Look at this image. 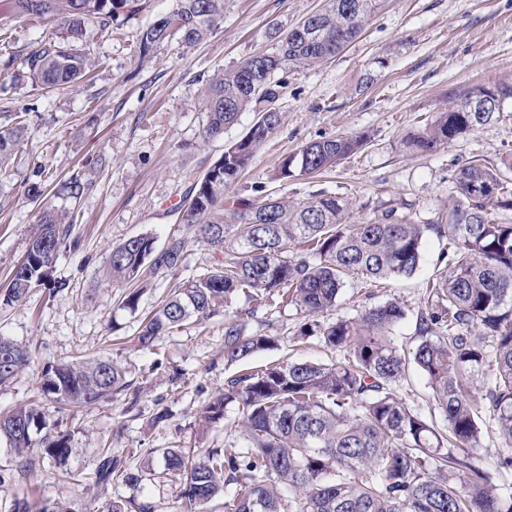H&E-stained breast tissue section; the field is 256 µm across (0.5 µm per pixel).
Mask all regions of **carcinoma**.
<instances>
[{
  "label": "carcinoma",
  "instance_id": "carcinoma-1",
  "mask_svg": "<svg viewBox=\"0 0 512 512\" xmlns=\"http://www.w3.org/2000/svg\"><path fill=\"white\" fill-rule=\"evenodd\" d=\"M172 11L140 36L145 55L170 36L187 46L198 43L224 12V0H174ZM10 10L33 18L64 21L66 43L42 42L26 58L37 86L74 83L96 66L87 50L75 47L85 23L106 24L131 8V0H9ZM377 0H324L322 8L294 27L274 31L271 48L253 54L207 80L203 95V138L216 139L241 112L256 113L241 140L224 148L198 181L183 212V223L212 249L224 253L222 267L175 289L140 326L137 341L151 349L169 330L215 315L236 292L277 294L307 315L336 307L351 275L375 288L410 277L423 257L431 233L448 239L444 267L430 285L418 319L421 343L414 363L427 380L436 407L447 421L438 429L400 396L406 358L395 342L405 317L394 301L368 308L360 316L324 326L305 323L301 336L319 333L320 342L342 354L335 363L281 362L255 373L227 379L224 392L201 413V422L218 424L235 402L241 435L227 438L201 459L182 448L163 451L165 469L182 476L183 497L195 509L233 487L225 512H512L500 497V484L512 479V224L493 218L512 210V159L490 168L473 160L455 174L448 195V223L417 224L384 209L363 224L351 221L353 202L342 196L312 195L294 202L269 197L258 203L224 206V191L248 168L280 123L278 102L286 81L278 71L313 67L341 52L358 37ZM490 86L459 96L422 128L402 138L403 151L437 152L475 127L503 113L489 112ZM25 127H0V160L9 156ZM366 144L361 137L313 141L279 165L275 179L286 182L316 174ZM68 229L54 210L44 211L28 238L25 264L14 268L3 305L23 301L50 280L43 253L59 251ZM149 235L130 237L112 250L105 279L133 284L150 268L177 272L186 241L173 238L160 252ZM275 339L249 334L237 318L224 320V361L232 364L270 348ZM10 369L0 385L31 362L29 348L11 343ZM490 371L482 400L496 426L500 447L494 470L474 464L470 449L482 440L481 416L471 399L474 375ZM128 387L126 370L110 358L60 363L42 373L41 391L56 404L78 407L109 401ZM45 413L19 407L0 417V437L24 464L33 453L58 463L70 450L65 432H44ZM43 433L39 442L32 436ZM99 486L114 476L138 482L156 474L119 468L112 450L102 451Z\"/></svg>",
  "mask_w": 512,
  "mask_h": 512
}]
</instances>
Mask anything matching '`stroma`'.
I'll return each mask as SVG.
<instances>
[{
    "label": "stroma",
    "mask_w": 512,
    "mask_h": 512,
    "mask_svg": "<svg viewBox=\"0 0 512 512\" xmlns=\"http://www.w3.org/2000/svg\"><path fill=\"white\" fill-rule=\"evenodd\" d=\"M323 0H224V14L199 43L179 36L140 55V35L172 0H141L139 11L122 13L107 28L86 23L83 48L99 63L71 87L42 90L27 77L26 57L40 42H63L59 23L13 14L0 20V124H23L25 134L0 165V287L23 258L31 228L45 208L66 213L70 231L52 267L63 289L34 288L24 302L0 306V337L27 345L33 362L0 386V413L26 405L42 408L46 421L71 436L64 465L44 459L19 474V459L0 439V512L15 501L32 508L57 500L71 512H103L107 501L148 504L151 512H187L180 476L164 473L165 448L197 454L220 448L238 423L236 405L223 422L203 429V406L237 372L281 361L335 360L317 337L299 339L306 317L270 295L253 300L234 294L225 314L246 313L249 332L275 337V347L239 363L224 362V316L218 314L161 336L153 349L135 341L143 318L182 281L222 260L192 240L182 221L190 186L254 122L241 113L222 137L204 140L201 95L208 79L268 49L270 25L288 28L316 11ZM279 126L250 166L224 193L225 204L282 197L302 201L323 191L350 198L352 218L366 222L393 207L419 224L448 221V193L458 169L474 158L498 165L512 156V100L506 118L479 126L433 155H407L402 137L447 111L455 97L480 85L512 83V0H379L360 36L335 58L286 73ZM363 135L367 145L314 177L274 180L281 161L309 142ZM86 185L81 198L70 177ZM149 234L157 247L187 238V259L178 275L146 270L148 284L136 313L120 309L125 286L104 281L113 248ZM447 241L428 236L418 271L389 282L369 297L364 281L351 276L323 323L361 315L388 300L406 316L395 328L401 353L420 342L417 316L429 281L439 273ZM109 357L125 366L129 390L112 400L63 416L42 395L43 368L61 361ZM163 422H155L157 413ZM136 471L152 460L162 478L113 479L96 485L102 449Z\"/></svg>",
    "instance_id": "obj_1"
}]
</instances>
